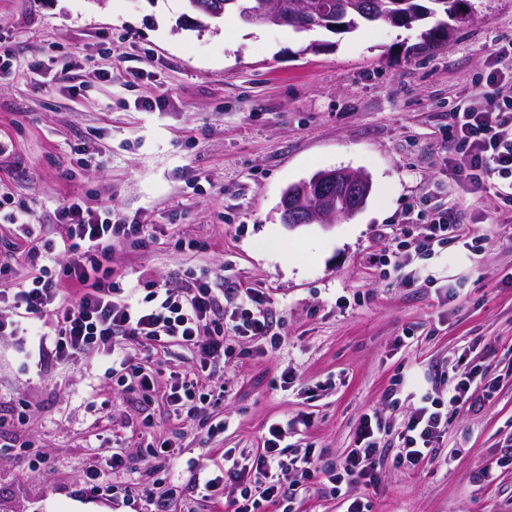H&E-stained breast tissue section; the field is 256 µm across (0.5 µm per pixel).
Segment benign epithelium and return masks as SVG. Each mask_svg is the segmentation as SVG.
I'll use <instances>...</instances> for the list:
<instances>
[{
    "label": "benign epithelium",
    "instance_id": "benign-epithelium-1",
    "mask_svg": "<svg viewBox=\"0 0 512 512\" xmlns=\"http://www.w3.org/2000/svg\"><path fill=\"white\" fill-rule=\"evenodd\" d=\"M244 22L262 26L269 22H282L279 0H266L261 9L242 14ZM371 190L366 175L347 170L321 171L308 180L289 186L283 193L280 205L281 218L290 228L323 223L336 216H350L365 203ZM316 196L319 205H305L309 196Z\"/></svg>",
    "mask_w": 512,
    "mask_h": 512
}]
</instances>
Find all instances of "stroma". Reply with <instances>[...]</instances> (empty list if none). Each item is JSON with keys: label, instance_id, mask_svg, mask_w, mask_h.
<instances>
[{"label": "stroma", "instance_id": "stroma-1", "mask_svg": "<svg viewBox=\"0 0 512 512\" xmlns=\"http://www.w3.org/2000/svg\"><path fill=\"white\" fill-rule=\"evenodd\" d=\"M184 0H0V189L43 224L72 197L111 207L151 235L117 245L112 267L142 290L207 270L263 292L273 334L235 342L212 368L224 434L143 404L91 353L37 362L26 335L0 338V512H153L135 484L167 485L146 460L178 447L168 512H211L189 461L248 452L273 421L312 415L304 443L342 457L363 413L398 426L422 397L447 399L458 351L490 394L450 407L435 460L385 459L371 512H512V224L495 190L463 193L448 168L451 112L512 41V0H468L449 39L422 49V27L375 23L347 34H297L235 20L177 29ZM319 42L309 50V42ZM346 168L371 193L355 214L289 229L291 184ZM453 208L459 243L416 260L417 277L375 257L414 242L407 211ZM291 384H284L285 374ZM113 435L135 471L104 468ZM52 468L42 471L41 458ZM490 467L497 478L474 482Z\"/></svg>", "mask_w": 512, "mask_h": 512}]
</instances>
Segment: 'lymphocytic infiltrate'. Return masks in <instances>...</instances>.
<instances>
[{"label":"lymphocytic infiltrate","instance_id":"lymphocytic-infiltrate-1","mask_svg":"<svg viewBox=\"0 0 512 512\" xmlns=\"http://www.w3.org/2000/svg\"><path fill=\"white\" fill-rule=\"evenodd\" d=\"M448 138L453 150L448 167L465 193L493 186L512 204V74L493 73L479 83L473 102L451 115ZM56 218L66 232L61 241L43 236L40 225L19 202H12L0 220L27 243L30 268L21 282H8L9 264L0 263V335L13 336L52 313L54 336L37 335L31 353L38 359L60 362L90 352H101L131 371L143 396L155 391V374L137 362L142 347L161 350L172 345L192 347L203 370L193 371L162 393L176 417L199 416L213 397L209 391L212 365L223 362L227 338L267 335L271 324L262 309L264 297L253 288L216 290L205 276L184 278L179 287L152 288L140 294L137 286L119 287L112 280V249L141 243L142 224L113 217L111 208L92 209L79 197L59 205ZM425 231L413 250L381 254L380 266L405 268L414 258L460 240L459 225L448 210L424 218ZM482 381L475 371L456 369L448 380V398H422L404 421L397 439L402 450L399 465L416 468L434 459V444L448 426L445 406L476 397ZM312 418L299 414L272 423L261 448L242 458L225 452L224 465L199 466L195 485L217 512H265L286 498L284 481L295 474L303 482L323 479L329 485L350 480L367 489L377 488L385 439L390 430L377 413L364 414L355 432L354 446L338 461L325 462L312 447L287 451L283 442L290 430L309 428Z\"/></svg>","mask_w":512,"mask_h":512}]
</instances>
